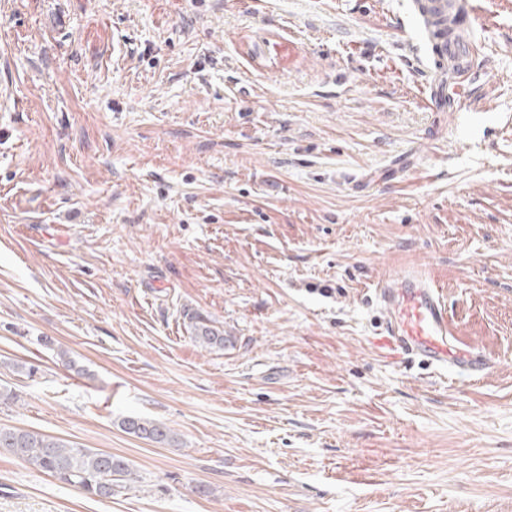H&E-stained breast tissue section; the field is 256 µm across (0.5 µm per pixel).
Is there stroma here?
<instances>
[{
	"label": "stroma",
	"instance_id": "obj_1",
	"mask_svg": "<svg viewBox=\"0 0 512 512\" xmlns=\"http://www.w3.org/2000/svg\"><path fill=\"white\" fill-rule=\"evenodd\" d=\"M470 37L477 124L413 0H0V426L142 478L0 449V512H512V0ZM407 261L481 380L375 346ZM189 329L194 341L202 348L224 349L230 336H224V329L212 325V321L199 313L188 314ZM119 426L128 434L158 444H171L175 437L162 422L139 415H127L119 421ZM1 448L64 484L101 497L132 488L136 478L134 464L127 458L76 448L35 431L0 427Z\"/></svg>",
	"mask_w": 512,
	"mask_h": 512
}]
</instances>
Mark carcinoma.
Segmentation results:
<instances>
[{
  "label": "carcinoma",
  "mask_w": 512,
  "mask_h": 512,
  "mask_svg": "<svg viewBox=\"0 0 512 512\" xmlns=\"http://www.w3.org/2000/svg\"><path fill=\"white\" fill-rule=\"evenodd\" d=\"M417 14L433 53L440 54L448 38V19L442 16L427 18L422 0H417ZM188 319L192 337L201 347L222 349L230 342L224 330L212 325V321L203 315L193 313ZM119 426L128 434L154 443L175 441L164 423L144 416H124ZM1 448L64 484L101 497L132 488L135 479L134 464L122 456L77 448L62 439L35 431L0 427Z\"/></svg>",
  "instance_id": "cac0c4a2"
}]
</instances>
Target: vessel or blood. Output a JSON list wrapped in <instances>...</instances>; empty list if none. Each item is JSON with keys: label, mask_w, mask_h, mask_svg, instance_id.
Here are the masks:
<instances>
[{"label": "vessel or blood", "mask_w": 512, "mask_h": 512, "mask_svg": "<svg viewBox=\"0 0 512 512\" xmlns=\"http://www.w3.org/2000/svg\"><path fill=\"white\" fill-rule=\"evenodd\" d=\"M454 64L447 74L450 89L448 109L475 113L479 106L469 87L474 73L473 59L479 48L472 40L450 46ZM375 297L384 309L378 347L420 357L441 369H454L462 376L477 380L490 372L493 363L483 354L459 347L448 318V306L438 281L423 267L398 265L375 285Z\"/></svg>", "instance_id": "obj_1"}]
</instances>
